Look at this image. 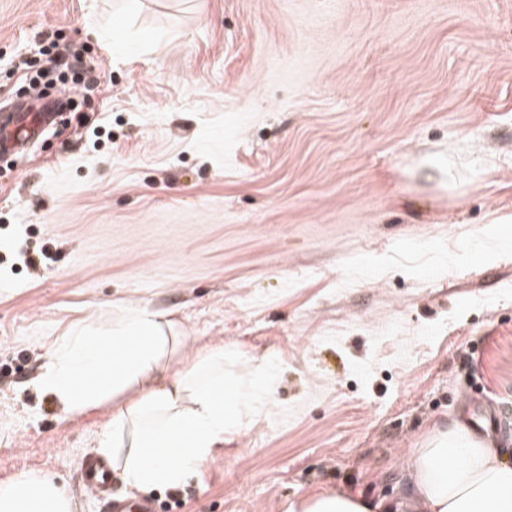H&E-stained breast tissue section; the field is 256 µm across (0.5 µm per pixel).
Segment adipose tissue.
I'll use <instances>...</instances> for the list:
<instances>
[{"instance_id": "ef3b65f1", "label": "adipose tissue", "mask_w": 512, "mask_h": 512, "mask_svg": "<svg viewBox=\"0 0 512 512\" xmlns=\"http://www.w3.org/2000/svg\"><path fill=\"white\" fill-rule=\"evenodd\" d=\"M224 353L190 348L170 312L130 303L72 327L42 382L69 411L110 407L98 448L127 487L174 488L223 455L225 438L244 431L271 394L262 367L225 377ZM408 472V500L339 489L308 497L300 512H512V458L471 423L434 428L410 449ZM0 512H73V502L54 475L24 473L0 484Z\"/></svg>"}]
</instances>
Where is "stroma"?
<instances>
[{"instance_id": "obj_1", "label": "stroma", "mask_w": 512, "mask_h": 512, "mask_svg": "<svg viewBox=\"0 0 512 512\" xmlns=\"http://www.w3.org/2000/svg\"><path fill=\"white\" fill-rule=\"evenodd\" d=\"M55 39L92 90L0 154V483L50 472L102 512L79 466L108 411L40 377L117 301L272 387L198 479L128 500L395 498L463 416L512 453V0H0V108Z\"/></svg>"}]
</instances>
